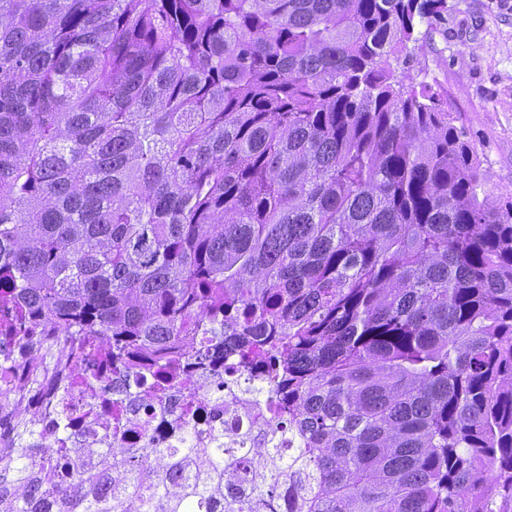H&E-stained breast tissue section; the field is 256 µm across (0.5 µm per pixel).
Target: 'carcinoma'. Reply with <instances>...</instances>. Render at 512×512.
Returning <instances> with one entry per match:
<instances>
[{"mask_svg":"<svg viewBox=\"0 0 512 512\" xmlns=\"http://www.w3.org/2000/svg\"><path fill=\"white\" fill-rule=\"evenodd\" d=\"M447 0H0L5 329L112 364L245 336L300 447L230 512H497L512 500V207L407 43ZM0 452V512H193L229 448ZM183 474L173 486L170 475ZM112 493L103 494V483Z\"/></svg>","mask_w":512,"mask_h":512,"instance_id":"cac0c4a2","label":"carcinoma"}]
</instances>
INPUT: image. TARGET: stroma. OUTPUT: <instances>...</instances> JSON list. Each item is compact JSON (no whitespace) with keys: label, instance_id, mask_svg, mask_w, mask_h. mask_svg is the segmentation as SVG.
Here are the masks:
<instances>
[{"label":"stroma","instance_id":"obj_1","mask_svg":"<svg viewBox=\"0 0 512 512\" xmlns=\"http://www.w3.org/2000/svg\"><path fill=\"white\" fill-rule=\"evenodd\" d=\"M409 43L414 82L448 100L483 162L486 188L512 205V0H448L441 27Z\"/></svg>","mask_w":512,"mask_h":512}]
</instances>
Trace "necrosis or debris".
Masks as SVG:
<instances>
[{"instance_id":"4bbe7bcc","label":"necrosis or debris","mask_w":512,"mask_h":512,"mask_svg":"<svg viewBox=\"0 0 512 512\" xmlns=\"http://www.w3.org/2000/svg\"><path fill=\"white\" fill-rule=\"evenodd\" d=\"M200 354L180 385L150 398L167 358L107 375L78 337L50 330L0 341V390L13 398L0 408V447H12L21 421H28L40 446L48 448H175L183 436L195 447L224 438L231 448H291L287 430L268 419L276 390L260 373H239L235 341L198 339ZM78 362L93 389L74 384L70 362Z\"/></svg>"}]
</instances>
